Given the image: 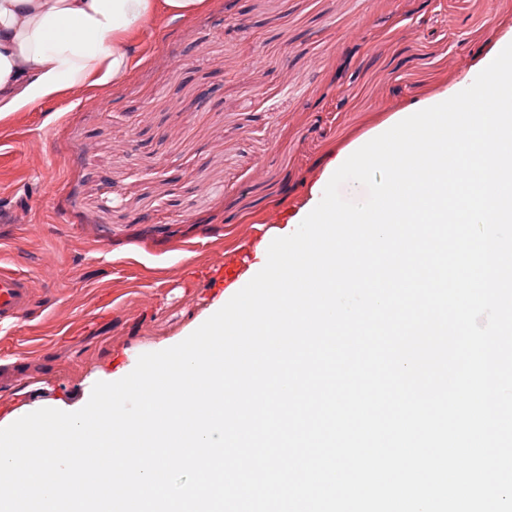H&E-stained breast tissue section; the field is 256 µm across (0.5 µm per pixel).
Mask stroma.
<instances>
[{"instance_id":"35a3bbf8","label":"stroma","mask_w":512,"mask_h":512,"mask_svg":"<svg viewBox=\"0 0 512 512\" xmlns=\"http://www.w3.org/2000/svg\"><path fill=\"white\" fill-rule=\"evenodd\" d=\"M510 41L512 0H210L156 22L119 85L0 119V266L37 300L0 325V421L186 339L336 154Z\"/></svg>"}]
</instances>
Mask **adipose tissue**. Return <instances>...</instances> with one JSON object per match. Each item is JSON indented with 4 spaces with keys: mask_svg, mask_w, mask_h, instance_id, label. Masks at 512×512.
<instances>
[{
    "mask_svg": "<svg viewBox=\"0 0 512 512\" xmlns=\"http://www.w3.org/2000/svg\"><path fill=\"white\" fill-rule=\"evenodd\" d=\"M208 0H0V119L90 82H121L134 36L159 14L186 18Z\"/></svg>",
    "mask_w": 512,
    "mask_h": 512,
    "instance_id": "adipose-tissue-1",
    "label": "adipose tissue"
}]
</instances>
